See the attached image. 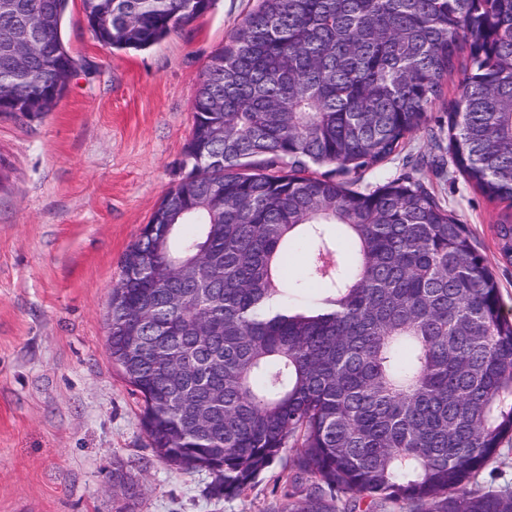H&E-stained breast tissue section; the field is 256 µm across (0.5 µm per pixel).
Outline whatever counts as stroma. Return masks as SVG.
<instances>
[{"label":"stroma","mask_w":512,"mask_h":512,"mask_svg":"<svg viewBox=\"0 0 512 512\" xmlns=\"http://www.w3.org/2000/svg\"><path fill=\"white\" fill-rule=\"evenodd\" d=\"M255 5L214 0L152 48L115 51L69 0L65 96L34 119L0 116V512H286L292 452L245 495L220 499L209 472L155 455L106 324L123 254L181 176L201 74ZM457 95L449 79L404 154L366 181L425 159L427 186L467 225L512 314V261L496 235L505 206L451 172L445 102Z\"/></svg>","instance_id":"1"}]
</instances>
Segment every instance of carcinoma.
<instances>
[{
  "mask_svg": "<svg viewBox=\"0 0 512 512\" xmlns=\"http://www.w3.org/2000/svg\"><path fill=\"white\" fill-rule=\"evenodd\" d=\"M69 0H14L41 51L0 55V114L35 118L75 63ZM94 37L142 51L207 0H83ZM448 152L512 209V0H258L205 67L187 177L156 206L112 285V362L156 455L241 496L294 449L316 483L288 512H512L466 486L512 439V318L465 225L413 172L374 188L444 82ZM512 260V212L497 224ZM305 277L290 276L295 247ZM318 297L294 306L301 287ZM366 509H360V503Z\"/></svg>",
  "mask_w": 512,
  "mask_h": 512,
  "instance_id": "1",
  "label": "carcinoma"
}]
</instances>
